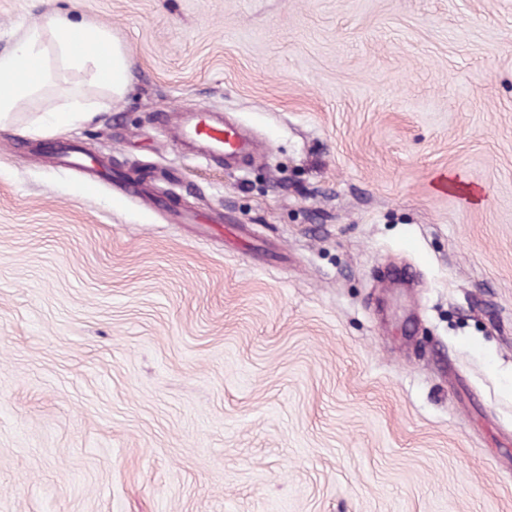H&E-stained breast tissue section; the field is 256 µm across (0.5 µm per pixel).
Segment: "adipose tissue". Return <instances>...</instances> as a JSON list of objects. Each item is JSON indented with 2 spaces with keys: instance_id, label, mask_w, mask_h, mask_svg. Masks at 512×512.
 <instances>
[{
  "instance_id": "ef3b65f1",
  "label": "adipose tissue",
  "mask_w": 512,
  "mask_h": 512,
  "mask_svg": "<svg viewBox=\"0 0 512 512\" xmlns=\"http://www.w3.org/2000/svg\"><path fill=\"white\" fill-rule=\"evenodd\" d=\"M132 85L127 52L106 27L54 12L30 25L16 46L0 53V128L23 107L48 100L24 129L32 137L89 121Z\"/></svg>"
}]
</instances>
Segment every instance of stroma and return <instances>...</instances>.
<instances>
[{"instance_id": "obj_1", "label": "stroma", "mask_w": 512, "mask_h": 512, "mask_svg": "<svg viewBox=\"0 0 512 512\" xmlns=\"http://www.w3.org/2000/svg\"><path fill=\"white\" fill-rule=\"evenodd\" d=\"M53 11L133 86L0 130V512H512V0H0V52ZM176 113L180 117L172 127L173 135L180 145L196 153V157L219 162L228 155H250V142L239 129L233 124L216 121L204 102Z\"/></svg>"}]
</instances>
